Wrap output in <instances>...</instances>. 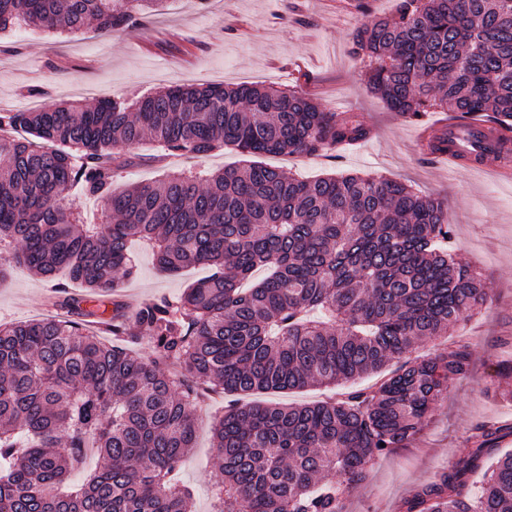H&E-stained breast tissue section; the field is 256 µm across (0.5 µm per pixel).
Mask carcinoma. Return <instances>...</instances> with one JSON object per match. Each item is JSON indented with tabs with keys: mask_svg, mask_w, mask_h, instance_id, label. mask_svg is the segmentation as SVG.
Wrapping results in <instances>:
<instances>
[{
	"mask_svg": "<svg viewBox=\"0 0 512 512\" xmlns=\"http://www.w3.org/2000/svg\"><path fill=\"white\" fill-rule=\"evenodd\" d=\"M153 2L0 0V30L74 33L94 20L111 32ZM350 54L390 110L486 116L512 162V0H398L355 30ZM19 130L30 138L4 136ZM371 134L302 91L258 84L0 114V254L57 279L53 306L72 315L0 325V512H193L171 473L194 448L206 391L228 398L214 428L216 512H344L369 464L409 446L448 386L470 375L473 351L452 341L419 362L406 354L486 301L482 279L444 247L448 207L384 176L301 181L261 161ZM147 140L164 155L228 148L248 161L113 188L115 149ZM424 149L448 151V127L431 129ZM74 184L105 200L104 222L82 224L62 203ZM134 239L169 274L212 273L139 307L130 345H106L86 319L123 332L125 305L112 302L106 318L98 302L136 273ZM260 267L268 274L242 287ZM330 384L348 389L313 403L250 400ZM511 436L509 423L474 427L471 452L399 512H512ZM92 456L99 466L66 490Z\"/></svg>",
	"mask_w": 512,
	"mask_h": 512,
	"instance_id": "carcinoma-1",
	"label": "carcinoma"
}]
</instances>
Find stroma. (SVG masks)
Instances as JSON below:
<instances>
[{"mask_svg": "<svg viewBox=\"0 0 512 512\" xmlns=\"http://www.w3.org/2000/svg\"><path fill=\"white\" fill-rule=\"evenodd\" d=\"M394 2L368 0L364 14L353 0H160L119 33L93 23L77 33L28 26L0 32V113L67 102L81 88L92 100L132 99L176 85H290L317 97L326 109L354 113L372 135L348 151L269 155L266 164L300 179L377 173L447 203L449 246L482 273L489 298L473 318L451 327L448 336L417 344L410 357L432 356L460 336L472 345L473 371L449 386L410 447L376 461L368 480L350 489L345 512H397L400 501L434 472L470 452L475 424L512 421V378L498 372L499 361L512 358V344L502 342L512 337V174H490L473 161L446 166L426 157L417 134L435 113L403 117L367 90L360 60L349 55L352 33L367 18L392 14ZM121 155L126 163L113 178L121 188L171 172H213L244 161L222 148L162 159L148 144ZM133 252L137 270L123 291L139 304L178 297L210 273L199 266L173 276L159 270L145 246L134 244ZM52 295L50 282L8 269L0 277V323L39 316ZM223 412L220 396L199 411L196 446L177 470L195 512H213L215 486L223 479L212 429Z\"/></svg>", "mask_w": 512, "mask_h": 512, "instance_id": "stroma-1", "label": "stroma"}]
</instances>
